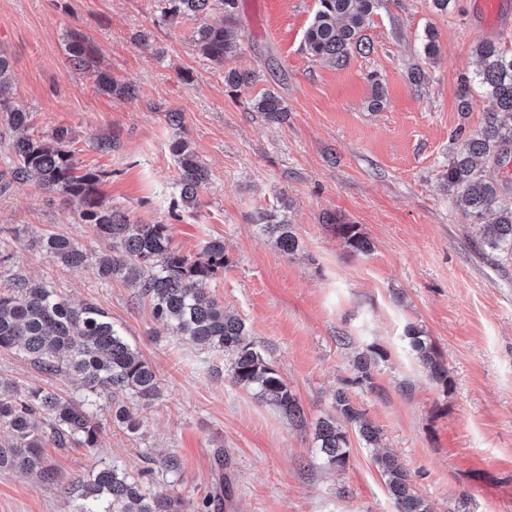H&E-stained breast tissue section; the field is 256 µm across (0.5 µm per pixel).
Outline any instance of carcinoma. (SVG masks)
I'll use <instances>...</instances> for the list:
<instances>
[{"mask_svg": "<svg viewBox=\"0 0 512 512\" xmlns=\"http://www.w3.org/2000/svg\"><path fill=\"white\" fill-rule=\"evenodd\" d=\"M162 2L164 21L196 17L215 5L221 7L224 22L202 25L195 45L203 57L219 67L236 55L241 41L234 16L236 0ZM377 2L318 0L304 35L308 53L338 68L346 66L351 53L363 46L362 32ZM68 51L73 66L83 69L89 63L92 48L79 35L72 36ZM474 52L480 70L474 79L461 81L459 108L462 112L470 110L471 85H477L487 102L485 122L474 133L459 132L443 178L448 191L463 203L481 246L509 254L512 200L506 197L501 170L512 160V53L491 40L477 42ZM10 78L8 61L0 55V114L19 132L13 143L17 158L14 178L23 181L33 176L42 190L76 205L82 221L92 225L97 236L112 247L97 259L101 278L120 279L136 289L137 299L149 302L154 319L171 335L224 355L236 385L289 422L302 425L304 410L288 383L256 348L243 319L226 313L209 292L208 285L224 272V242L210 240L200 253L186 255L172 246L169 225L131 224L105 207L98 189L100 174H76L72 155L66 150V129L55 132L53 147L24 133L28 113L13 108L6 97ZM96 84L111 94H130L129 88L114 85L104 72L96 75ZM252 106L272 120L280 119L286 111L273 92L263 93ZM171 151L179 169V200L173 207L192 208L208 181V172L186 141L173 142ZM256 223L284 254L298 250L292 225L271 224L263 212L257 213ZM336 234L352 255L364 256L372 250L370 240L356 224H338ZM43 248L52 261L71 268H79L89 259L79 244L63 236L47 237ZM404 338L428 375L448 386V367L423 332L410 326ZM16 347L43 375L64 371L75 377L85 396L76 401L43 387L22 392L0 381V427L10 432V441L0 442V473H35L42 481L57 484L59 477L46 465L42 453L46 443L92 451L102 430L101 412H107L112 423L135 432L139 423L132 418L126 401L148 406L160 395L153 366L115 328L107 313L91 303L74 306L46 284L21 277L0 288V350ZM377 357V352L363 353L356 359V384L373 389L372 369ZM350 429L367 448L376 447L380 440L381 429L368 420L347 390L340 388L334 396L333 413L315 424L314 440L324 467L334 471L346 468ZM374 462L395 512H431L397 456L377 455ZM151 475L150 469L134 474L115 463L105 464L85 478L62 485V489L73 501L74 512H177L178 497L152 492Z\"/></svg>", "mask_w": 512, "mask_h": 512, "instance_id": "obj_1", "label": "carcinoma"}]
</instances>
